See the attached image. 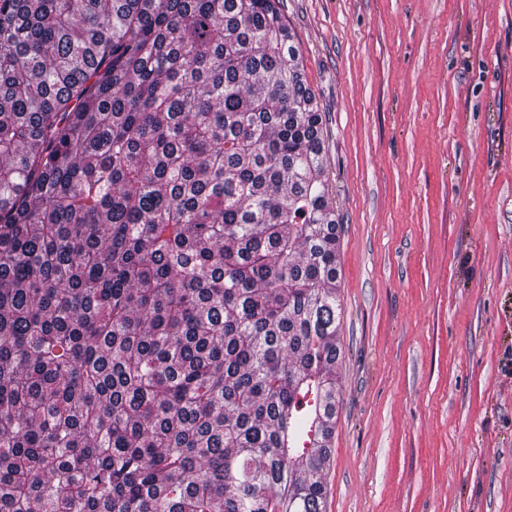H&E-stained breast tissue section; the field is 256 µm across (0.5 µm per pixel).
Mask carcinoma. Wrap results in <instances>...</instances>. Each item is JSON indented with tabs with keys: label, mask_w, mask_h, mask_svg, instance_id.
<instances>
[{
	"label": "carcinoma",
	"mask_w": 512,
	"mask_h": 512,
	"mask_svg": "<svg viewBox=\"0 0 512 512\" xmlns=\"http://www.w3.org/2000/svg\"><path fill=\"white\" fill-rule=\"evenodd\" d=\"M279 0H0V512H323L324 113Z\"/></svg>",
	"instance_id": "1"
}]
</instances>
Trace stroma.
Returning a JSON list of instances; mask_svg holds the SVG:
<instances>
[{"label":"stroma","instance_id":"stroma-1","mask_svg":"<svg viewBox=\"0 0 512 512\" xmlns=\"http://www.w3.org/2000/svg\"><path fill=\"white\" fill-rule=\"evenodd\" d=\"M326 122L324 512H512V0H281Z\"/></svg>","mask_w":512,"mask_h":512}]
</instances>
